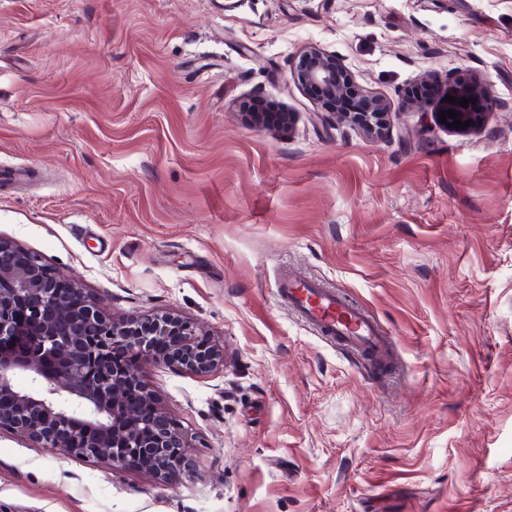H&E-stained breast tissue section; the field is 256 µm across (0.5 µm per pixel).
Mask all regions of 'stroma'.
Listing matches in <instances>:
<instances>
[{"label":"stroma","instance_id":"35a3bbf8","mask_svg":"<svg viewBox=\"0 0 512 512\" xmlns=\"http://www.w3.org/2000/svg\"><path fill=\"white\" fill-rule=\"evenodd\" d=\"M0 0V236L113 319L173 311L224 367L145 381L175 480L0 430L5 512H512V0ZM315 45L393 107L380 134L293 79ZM479 78L482 126L437 99ZM261 101L289 128H254ZM365 308L375 370L273 296Z\"/></svg>","mask_w":512,"mask_h":512}]
</instances>
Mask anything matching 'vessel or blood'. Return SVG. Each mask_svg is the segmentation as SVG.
<instances>
[{
	"label": "vessel or blood",
	"mask_w": 512,
	"mask_h": 512,
	"mask_svg": "<svg viewBox=\"0 0 512 512\" xmlns=\"http://www.w3.org/2000/svg\"><path fill=\"white\" fill-rule=\"evenodd\" d=\"M276 297L288 303L307 322L344 345L362 350L377 359H389V338L359 307L336 292L306 279L288 276L276 284Z\"/></svg>",
	"instance_id": "b4317fda"
}]
</instances>
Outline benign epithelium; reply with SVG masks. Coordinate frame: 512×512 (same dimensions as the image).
<instances>
[{
  "instance_id": "obj_1",
  "label": "benign epithelium",
  "mask_w": 512,
  "mask_h": 512,
  "mask_svg": "<svg viewBox=\"0 0 512 512\" xmlns=\"http://www.w3.org/2000/svg\"><path fill=\"white\" fill-rule=\"evenodd\" d=\"M293 77L326 109L338 98L353 99L358 111L337 117L368 131L382 128L391 112L390 103L361 90L322 49H304ZM449 94L476 100L466 108L446 102L444 110L471 122L468 130L477 129L485 113L476 106L490 103L489 90L475 79ZM246 116L254 127L286 123L283 112L256 108ZM118 347L130 365H115ZM159 364L208 374L224 366V351L175 313L107 319L78 281L59 276L35 254L0 237V429L162 481L175 478L189 469L190 459L182 431L145 382L147 367ZM17 373L30 376L29 389L14 386Z\"/></svg>"
}]
</instances>
